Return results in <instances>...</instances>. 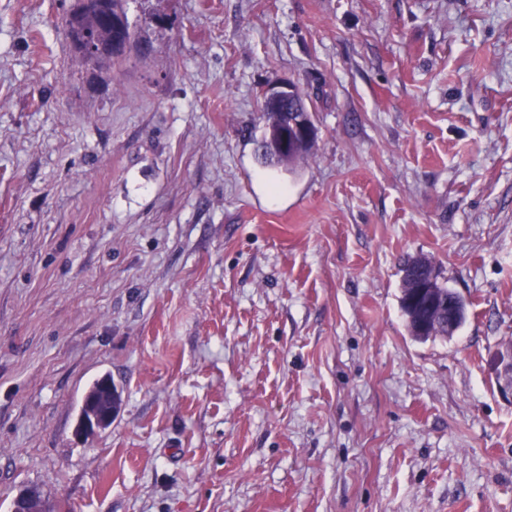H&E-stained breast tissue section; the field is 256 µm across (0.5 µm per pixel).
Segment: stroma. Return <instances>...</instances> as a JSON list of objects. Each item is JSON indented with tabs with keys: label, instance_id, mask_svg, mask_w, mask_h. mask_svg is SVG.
I'll use <instances>...</instances> for the list:
<instances>
[{
	"label": "stroma",
	"instance_id": "35a3bbf8",
	"mask_svg": "<svg viewBox=\"0 0 512 512\" xmlns=\"http://www.w3.org/2000/svg\"><path fill=\"white\" fill-rule=\"evenodd\" d=\"M73 3L0 0V512H512V0H129L109 70ZM286 81L292 174L254 144ZM417 270H421L420 274H427L428 276L433 274L432 286L436 292L444 294L445 296L455 295L458 303L459 313V318L456 324L457 329L463 325L467 316L466 304L464 300L460 295H458L452 289L448 288L447 285L439 280L435 266L430 260L424 257L408 258L403 262V278L401 286L402 295L400 298L401 308L406 318L407 329L411 336L422 341H427L429 339L435 340L437 338L451 339L453 335H448V330H450L452 326H455V320L457 319V305L455 304L454 300L450 301L448 297H445L444 295L440 297H434L430 295V287L426 281L418 283L416 288L413 289L406 303L408 304L410 310H413L415 307L421 310L437 309L444 319L447 317L448 327L447 321L439 322L438 327L433 326V331L430 332V335L425 336V334L430 331V326L426 320H421L419 323V333L422 334V336H418V334L414 331V320L410 319V317H412V313L411 311H407L403 308L402 302L404 297L408 295L410 289L412 288V275ZM90 399H97L99 401L98 408H100L105 413V419L100 425H98V421L96 418H92L91 422L85 420L83 423V418L86 417L88 420L91 419V414L95 413V410L90 408L87 404V401ZM121 393L118 390L117 386L112 383V377L109 375H104L101 378L97 379L89 388L86 393L80 411V424L75 433L77 436L82 437L85 433L90 431V427H93V431L89 435L94 434V431L97 429L104 430L108 428L112 424V419L118 413L121 406Z\"/></svg>",
	"mask_w": 512,
	"mask_h": 512
}]
</instances>
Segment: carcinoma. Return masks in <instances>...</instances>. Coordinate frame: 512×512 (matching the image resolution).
Wrapping results in <instances>:
<instances>
[{
	"label": "carcinoma",
	"mask_w": 512,
	"mask_h": 512,
	"mask_svg": "<svg viewBox=\"0 0 512 512\" xmlns=\"http://www.w3.org/2000/svg\"><path fill=\"white\" fill-rule=\"evenodd\" d=\"M126 0H110V7L105 11H88L81 8H76L70 13L63 23V32L66 38L70 39L71 43H76L77 32H87L95 41L100 44H114L116 46L124 45L130 41L140 42L142 38L135 29L129 27L127 19V11L125 8ZM81 60L95 68L103 69L112 66V63L123 58L122 52H114L108 56L93 59L85 54H80ZM261 119L263 123V131L261 138L257 140V147H259L260 159L266 165L276 166L284 169L288 173L294 172L297 165L305 160L312 148V142L303 141L299 138L295 139L291 149L286 155H279L274 150V133L279 129L291 128V122L297 120L300 114L293 112H270L266 106H261ZM421 271L423 274L433 276L432 286L438 293L446 296H455L458 303L459 318L457 326H462L466 320V304L460 295L454 294V291L448 288L447 285L439 280L438 274L434 264L424 258H408L403 262V278L401 293L402 296H407L412 288V275L415 271ZM406 318V326L411 336L418 337L422 341L429 339H448L447 322L442 321L437 327L433 328L428 336H418L414 331V320H412V313L404 311ZM96 399L99 401L98 408L105 413L104 422L98 425V428L104 430L112 424V419L118 413L121 406V393L117 386L112 383V377L104 375L97 379L89 388L84 397L80 411V417L91 418V414L95 410L90 408L87 401Z\"/></svg>",
	"instance_id": "carcinoma-1"
}]
</instances>
